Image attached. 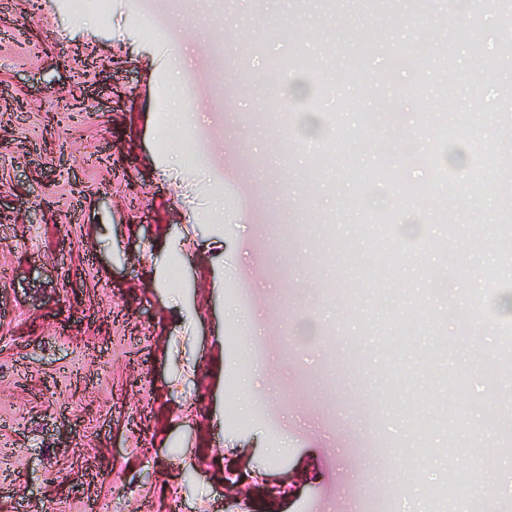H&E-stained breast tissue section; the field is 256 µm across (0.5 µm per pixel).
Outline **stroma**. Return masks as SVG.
<instances>
[{
    "label": "stroma",
    "instance_id": "obj_1",
    "mask_svg": "<svg viewBox=\"0 0 512 512\" xmlns=\"http://www.w3.org/2000/svg\"><path fill=\"white\" fill-rule=\"evenodd\" d=\"M0 0V512H370L393 488L422 512L428 483L483 463L477 500L512 512V450L487 457L497 325L488 241L512 196L466 179L437 194L426 131L449 81L482 126L483 158L512 154V59L492 70L453 37L461 0H408L380 20L332 0ZM268 52L237 85L239 28ZM420 53L428 78L376 116L383 55L368 32ZM302 61L288 76L285 55ZM357 76L333 84L340 68ZM333 84L342 116L306 139L301 86ZM182 84V160L167 167L161 89ZM374 122H365L367 114ZM388 165L398 184L374 181ZM463 212L446 294L418 290L442 259H414L407 224L442 232ZM410 347L389 355L405 319ZM454 346L439 368L437 336ZM470 382L463 420L432 413L438 369ZM429 447L426 456L418 447Z\"/></svg>",
    "mask_w": 512,
    "mask_h": 512
}]
</instances>
